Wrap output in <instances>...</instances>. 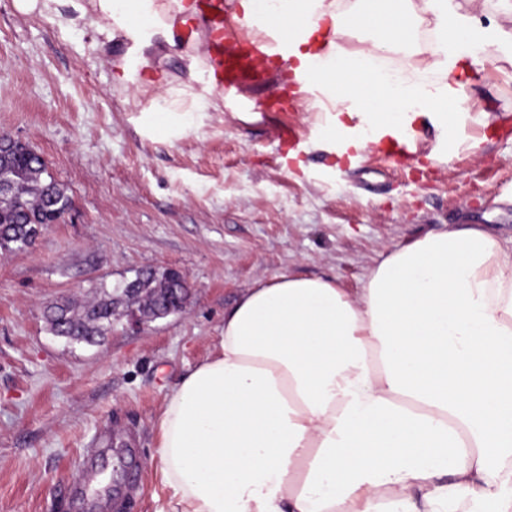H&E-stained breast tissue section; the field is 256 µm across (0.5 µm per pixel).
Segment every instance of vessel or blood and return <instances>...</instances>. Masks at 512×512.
Wrapping results in <instances>:
<instances>
[{
    "instance_id": "vessel-or-blood-1",
    "label": "vessel or blood",
    "mask_w": 512,
    "mask_h": 512,
    "mask_svg": "<svg viewBox=\"0 0 512 512\" xmlns=\"http://www.w3.org/2000/svg\"><path fill=\"white\" fill-rule=\"evenodd\" d=\"M225 10L224 0H197L195 17L175 20L174 25L204 32L207 76L225 94L235 95L244 86L264 81L268 56L287 60L290 41L282 36L266 45L246 41L239 35L241 22L229 20L224 15ZM316 89L311 71L294 72L289 84L273 94L267 108L274 112L285 111L288 103L311 96Z\"/></svg>"
}]
</instances>
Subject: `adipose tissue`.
I'll return each mask as SVG.
<instances>
[{"label": "adipose tissue", "mask_w": 512, "mask_h": 512, "mask_svg": "<svg viewBox=\"0 0 512 512\" xmlns=\"http://www.w3.org/2000/svg\"><path fill=\"white\" fill-rule=\"evenodd\" d=\"M240 0L287 23L332 131L381 148L417 118L456 150L467 65L512 60V0ZM105 39H172L193 0H93ZM433 65L382 62L416 31ZM370 44L344 53L341 34ZM157 512H512V246L455 224L395 247L353 293L321 277L255 281L210 356L169 388L155 434Z\"/></svg>", "instance_id": "ef3b65f1"}]
</instances>
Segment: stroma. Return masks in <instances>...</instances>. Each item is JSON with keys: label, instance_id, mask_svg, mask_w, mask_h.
Returning <instances> with one entry per match:
<instances>
[{"label": "stroma", "instance_id": "obj_1", "mask_svg": "<svg viewBox=\"0 0 512 512\" xmlns=\"http://www.w3.org/2000/svg\"><path fill=\"white\" fill-rule=\"evenodd\" d=\"M87 10L63 27L51 14L0 0V132L28 143L67 186L71 208L29 249H0V512H84L73 493L86 459L115 436L142 477L110 496L105 512H155L157 414L170 385L217 344L224 311L254 281L322 277L356 292L387 249L447 224H482L512 238V136L483 151L429 160L431 128L401 168L379 153L339 162L315 99L289 118L304 132L297 162L283 164L265 111L286 63L267 82L202 105L174 138L148 132L154 97L141 78L203 92L210 82L203 34L169 46L105 40ZM139 57L120 72L113 63ZM463 79V123L481 113L512 129V61L491 60ZM174 268L189 283L183 311L131 325L116 315L97 346L71 345L45 327L47 305L83 304L144 269Z\"/></svg>", "mask_w": 512, "mask_h": 512}]
</instances>
